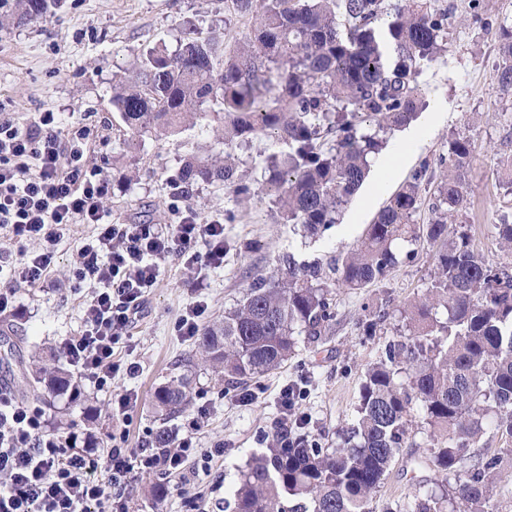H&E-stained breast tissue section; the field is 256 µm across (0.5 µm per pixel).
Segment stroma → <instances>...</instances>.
I'll use <instances>...</instances> for the list:
<instances>
[{"label":"stroma","instance_id":"1","mask_svg":"<svg viewBox=\"0 0 512 512\" xmlns=\"http://www.w3.org/2000/svg\"><path fill=\"white\" fill-rule=\"evenodd\" d=\"M438 4L450 13L448 50L424 66L419 81L427 103H442V118L402 168L379 188L359 189L341 224L316 241L302 238L296 225L285 223L268 195L241 202L220 181L199 182L176 193L186 155L204 158L224 150L208 120L163 139H134L112 110L114 75L130 69L157 42L175 49L183 28L223 31L225 46H233L250 22L233 12L229 0H66L46 19L0 29V108L20 123L34 112H62L73 124L93 130V140L81 150L89 168L104 171L112 180L110 193L100 201L106 220L169 225L177 222L184 206L204 220L227 211L236 216L224 227L223 267L190 269L175 260L162 264L158 284L150 289L117 351L121 361L139 364L138 375L116 376L107 393L90 380L81 382L93 406L101 410L95 432L98 451L109 448L119 432L127 447H141L159 429L176 431L199 413L204 416L201 447L217 440L224 443L223 455L207 470L190 465L167 482L154 473L133 474L129 512H195L192 493L200 485L211 488L216 504L231 498L239 467L270 443L281 416L279 393L289 383L302 389L298 412L308 419L304 427L292 428V436L304 434L322 445H335L338 430L355 417L368 364L395 338L400 312L430 279L437 252L424 239L413 247L401 244L399 263L384 280L357 290L333 289L335 318L329 335L316 343L299 337L294 354L279 370L253 380L246 389L228 380L217 382L210 371L192 364L196 342L179 336L176 323L193 301L208 305L199 320L204 327L222 318L253 278L284 267L287 258L299 264L326 263L346 252L390 194L421 166L439 175L437 162L457 134L474 146L467 204L457 222L491 262L512 263V254L500 248L494 230L501 214H512V184L500 169L501 160L512 156V99L501 93L494 78L499 59L496 33L500 24L512 23V0H483L478 19L468 8L469 0ZM282 149L272 138H255L250 148L235 152L239 174L261 186L267 157ZM93 232V225L83 224L65 234L55 248L48 278L37 288L19 286L16 310L0 313V379L8 381L20 401L28 399L31 349L60 348L82 328L83 302L94 283L76 280L74 261ZM382 309L388 311V320L375 335H365L366 321ZM186 371L195 384L189 405L175 417L159 420L151 407L156 388ZM125 389L136 391L138 402L128 420L121 421L112 415V394ZM245 391L252 394V403L240 402ZM429 449L423 432L399 448L370 503L372 512H406L415 495L435 489L436 474L426 464ZM158 484L167 489L159 503L147 494Z\"/></svg>","mask_w":512,"mask_h":512}]
</instances>
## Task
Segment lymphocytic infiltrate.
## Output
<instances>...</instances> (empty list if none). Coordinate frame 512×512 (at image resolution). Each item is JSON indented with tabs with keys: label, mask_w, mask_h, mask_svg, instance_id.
<instances>
[{
	"label": "lymphocytic infiltrate",
	"mask_w": 512,
	"mask_h": 512,
	"mask_svg": "<svg viewBox=\"0 0 512 512\" xmlns=\"http://www.w3.org/2000/svg\"><path fill=\"white\" fill-rule=\"evenodd\" d=\"M87 127L64 130L55 113L38 112L26 125L0 116V229L15 242H39L38 252L17 259L0 249V313L13 309L18 285L37 286L47 277L55 248L74 224L95 232L79 251L81 270L96 281L84 302L80 335L61 344L68 363L80 369L97 390L108 392L112 379L134 376L136 363L120 364L114 351L154 287L162 263L177 259L210 268L224 265V220H200L190 209L174 225L111 224L100 212L111 180L81 164L79 141ZM199 420L168 447L128 448L112 440L106 456L73 448L48 432L40 410L0 392V512H128L127 488L137 469L161 477L182 473L187 464L223 454L198 446Z\"/></svg>",
	"instance_id": "f902f5d3"
}]
</instances>
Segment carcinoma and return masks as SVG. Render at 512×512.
Returning a JSON list of instances; mask_svg holds the SVG:
<instances>
[{
  "instance_id": "carcinoma-1",
  "label": "carcinoma",
  "mask_w": 512,
  "mask_h": 512,
  "mask_svg": "<svg viewBox=\"0 0 512 512\" xmlns=\"http://www.w3.org/2000/svg\"><path fill=\"white\" fill-rule=\"evenodd\" d=\"M62 0H0V26L18 14L46 17ZM251 20L243 39L224 47L223 36L195 26L177 47H157L129 75L112 84V107L130 136H163L206 113L224 133V159H184L177 176L189 186L222 180L236 197L256 194L237 173L231 150L260 135L286 145L269 157L263 190L280 214L316 239L340 217L367 178L370 159L386 148L385 135L426 107L423 66L448 47V9L433 0H231ZM386 28L394 57L385 63L377 40ZM495 79L512 96V26L498 32ZM212 104L218 109L205 111ZM370 122L371 133L361 131ZM473 144L448 141V157L434 193L431 221L422 235L439 245L433 276L409 303L397 339L366 369L355 422L341 443L316 439L274 441L246 461L230 512H369L405 439L426 425V464L448 489L416 498L415 512H498L493 488L504 457L474 452L487 427L512 440V271L495 265L469 233L453 227L465 207L464 182ZM426 170L391 195L360 242L323 265L298 264L256 278L244 296L205 327L196 350L218 379L246 381L275 371L298 337L327 335L333 320L331 290L365 288L398 264V245L413 243L410 220ZM512 251V219L494 225ZM34 405L49 397L81 400L79 381L57 355L34 354L29 378ZM193 380L182 373L154 393L155 413L166 420L191 400Z\"/></svg>"
}]
</instances>
